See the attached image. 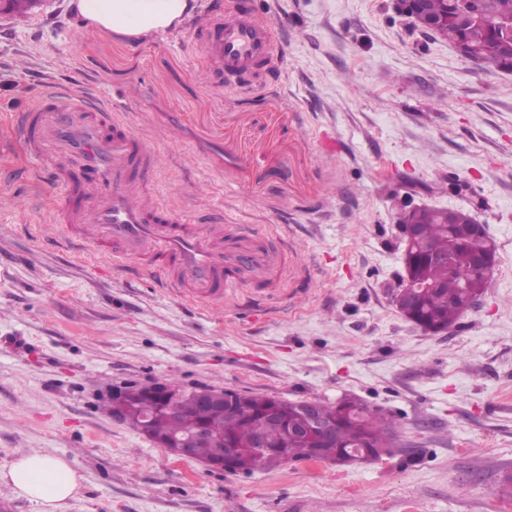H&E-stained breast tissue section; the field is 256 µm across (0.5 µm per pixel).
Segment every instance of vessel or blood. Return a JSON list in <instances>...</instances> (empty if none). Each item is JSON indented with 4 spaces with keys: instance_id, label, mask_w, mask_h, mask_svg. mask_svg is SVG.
Wrapping results in <instances>:
<instances>
[{
    "instance_id": "b4317fda",
    "label": "vessel or blood",
    "mask_w": 512,
    "mask_h": 512,
    "mask_svg": "<svg viewBox=\"0 0 512 512\" xmlns=\"http://www.w3.org/2000/svg\"><path fill=\"white\" fill-rule=\"evenodd\" d=\"M198 49L215 78L256 76L272 55L268 22L238 12H206ZM20 131L42 174L70 199L58 220L81 250L111 258L114 270L142 271L157 287L212 307L249 273L279 278L282 252L258 248L243 224H193L150 196L155 154L116 112L68 88L45 93L22 116Z\"/></svg>"
}]
</instances>
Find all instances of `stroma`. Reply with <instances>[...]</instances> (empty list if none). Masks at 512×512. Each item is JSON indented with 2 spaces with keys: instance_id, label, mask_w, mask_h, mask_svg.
I'll return each mask as SVG.
<instances>
[{
  "instance_id": "stroma-1",
  "label": "stroma",
  "mask_w": 512,
  "mask_h": 512,
  "mask_svg": "<svg viewBox=\"0 0 512 512\" xmlns=\"http://www.w3.org/2000/svg\"><path fill=\"white\" fill-rule=\"evenodd\" d=\"M272 26L249 88L205 76L196 17L117 44L69 0L0 20V466L46 450L83 476L66 512H502L512 496V72L461 58L390 0H198ZM92 91L151 143L161 202L223 211L278 242L285 273L212 309L123 276L65 237L15 118L51 87ZM497 244L489 287L445 333L406 320L396 203L459 208ZM177 381L288 401L354 397L397 424L369 464L225 474L170 456L105 407Z\"/></svg>"
}]
</instances>
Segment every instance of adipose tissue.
I'll return each instance as SVG.
<instances>
[{"mask_svg":"<svg viewBox=\"0 0 512 512\" xmlns=\"http://www.w3.org/2000/svg\"><path fill=\"white\" fill-rule=\"evenodd\" d=\"M85 27L129 44L143 35L179 27L196 0H70ZM82 477L64 458L45 451L22 454L0 467V484L37 503L41 512H64L79 493Z\"/></svg>","mask_w":512,"mask_h":512,"instance_id":"1","label":"adipose tissue"}]
</instances>
